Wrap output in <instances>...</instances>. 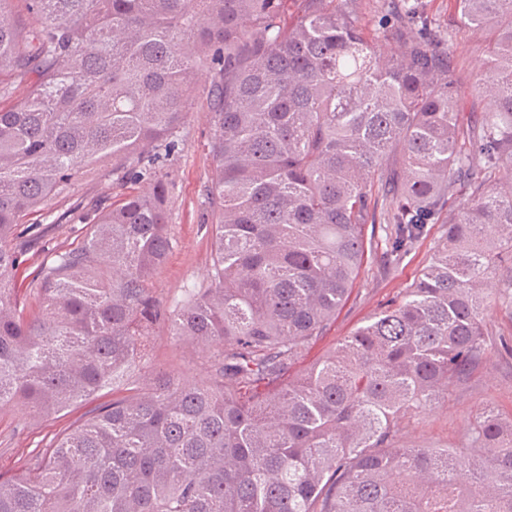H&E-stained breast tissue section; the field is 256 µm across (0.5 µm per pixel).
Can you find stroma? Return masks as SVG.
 I'll return each mask as SVG.
<instances>
[{"instance_id": "1", "label": "stroma", "mask_w": 512, "mask_h": 512, "mask_svg": "<svg viewBox=\"0 0 512 512\" xmlns=\"http://www.w3.org/2000/svg\"><path fill=\"white\" fill-rule=\"evenodd\" d=\"M407 0H352L350 7L371 27L390 26L406 14ZM427 22L453 33L452 57L461 86L463 117L477 120L491 104L489 85L480 84L488 36L485 32L460 27L455 0H417ZM210 109L206 92L196 91L190 114L172 147L162 175L167 183V208L174 249L160 270L156 286L167 300L178 297L183 288L203 283L211 256L207 229L206 186L215 170L209 148V129L202 118ZM138 181L123 185L112 181L111 163L91 168L69 193L51 199L45 207L24 217L15 236L23 241L13 286L23 316L40 308L32 288L49 254L56 249L71 250L81 245L86 228L102 208L123 195L140 191ZM441 227L428 225L414 248L399 263L386 261L381 250L366 253L358 277L344 306L337 312L327 334L308 353L317 358L349 335L368 317L394 301L410 286L430 259ZM491 331L486 362L469 379L452 386L436 409L415 416L405 415L401 441L409 446L463 448L468 444L469 426L480 409L493 407L503 417L512 416V305H497L487 317ZM151 365L195 379L208 378L211 363L199 349L185 341L170 339L159 331L153 343ZM96 402H82L68 410L32 420L24 410L0 411V474L9 476L27 466L36 450L57 434L67 432L89 417Z\"/></svg>"}]
</instances>
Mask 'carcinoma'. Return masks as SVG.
Returning <instances> with one entry per match:
<instances>
[{"mask_svg":"<svg viewBox=\"0 0 512 512\" xmlns=\"http://www.w3.org/2000/svg\"><path fill=\"white\" fill-rule=\"evenodd\" d=\"M11 2L0 99L29 90L0 110V407L112 402L0 476V512H512V417L484 409L460 451L399 442L403 415L479 366L485 315L512 292V0H456L491 35L475 129L452 35L400 25L384 59L387 33L350 0H30L35 28ZM205 71L212 260L168 302L161 168ZM100 160L144 188L52 253L27 319L8 287L16 224ZM445 214L410 288L292 372L348 298L366 225L383 220L397 262ZM160 328L209 380L148 368Z\"/></svg>","mask_w":512,"mask_h":512,"instance_id":"carcinoma-1","label":"carcinoma"}]
</instances>
